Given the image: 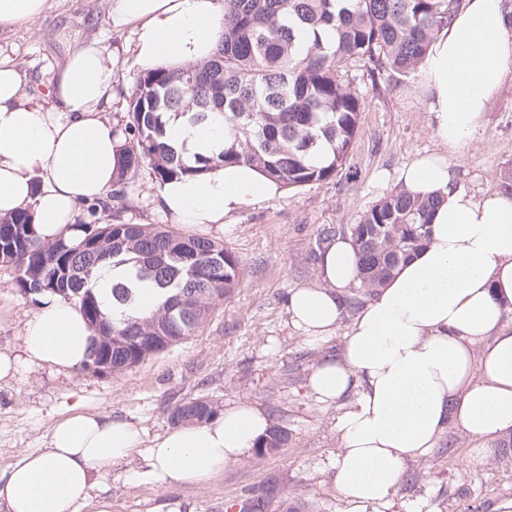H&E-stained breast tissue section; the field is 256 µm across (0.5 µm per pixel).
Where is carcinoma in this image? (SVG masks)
Returning a JSON list of instances; mask_svg holds the SVG:
<instances>
[{"label": "carcinoma", "instance_id": "obj_1", "mask_svg": "<svg viewBox=\"0 0 512 512\" xmlns=\"http://www.w3.org/2000/svg\"><path fill=\"white\" fill-rule=\"evenodd\" d=\"M461 7L462 0H224V25L209 59L143 70L129 87L128 120L112 126L124 141L125 173L145 164L162 183L249 164L287 188L326 181L346 164L365 110L352 68L410 72ZM173 116L224 123V148L185 156L167 137ZM432 206L393 190L357 223L324 226L318 249L350 238L359 288H375L424 245ZM96 211L90 208L94 220L79 225L77 237L54 242L37 235L27 211L0 218V263L14 268L26 294L76 301L94 335L81 369L116 373L193 335L238 285L242 260L214 239L166 225L105 223ZM107 260L130 263L136 279L154 283L163 295L154 313L134 315V291L123 283L112 286L113 314L104 311L95 281ZM215 415L210 402L194 399L176 407L171 420L203 423ZM287 441L274 427L258 450Z\"/></svg>", "mask_w": 512, "mask_h": 512}]
</instances>
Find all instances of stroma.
<instances>
[{
  "instance_id": "stroma-1",
  "label": "stroma",
  "mask_w": 512,
  "mask_h": 512,
  "mask_svg": "<svg viewBox=\"0 0 512 512\" xmlns=\"http://www.w3.org/2000/svg\"><path fill=\"white\" fill-rule=\"evenodd\" d=\"M108 10L109 0H49L38 19L0 26V55L24 74L27 93L43 96L71 48L101 39L116 80L109 116L125 120L124 95L140 68L124 50L127 33L111 31ZM354 74L366 109L336 176L284 190L243 212L221 235L205 225H178L186 235L220 237L243 261L237 287L194 335L117 374L44 365L24 366L17 376L0 379V472L19 452L46 448L52 421L77 401L89 411L137 424L148 442L171 428L172 411L185 402L206 399L220 411L248 402L287 431L283 448L243 456L201 484L168 488L131 483L128 472L143 465L141 456H134L113 467L107 480L111 512H169L176 503L183 512H228L230 505L262 490L290 496L305 512H341L333 467L340 448L339 409L320 403L305 387L311 366L335 352L340 340L308 346L288 321V292L316 283L318 270L307 256L323 225L357 223L397 188L406 163L439 148L428 97L415 74L375 73L362 66ZM454 171L478 197L502 190L512 177V75L492 99L482 130ZM128 186V197L109 210L112 221L167 223L148 167L131 175ZM36 311L33 296L18 288L13 267L0 265V352H19L20 335ZM473 446L469 436L452 428L432 453L407 461L390 512H464L473 502L483 504L484 512H512V460L498 461L493 448L472 462Z\"/></svg>"
}]
</instances>
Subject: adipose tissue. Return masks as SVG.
I'll list each match as a JSON object with an SVG mask.
<instances>
[{
  "label": "adipose tissue",
  "instance_id": "1",
  "mask_svg": "<svg viewBox=\"0 0 512 512\" xmlns=\"http://www.w3.org/2000/svg\"><path fill=\"white\" fill-rule=\"evenodd\" d=\"M221 0H112V29L131 30L141 68L203 61L214 53ZM512 74V0H465L439 31L418 73L430 99L441 152L413 159L399 179L437 197L427 244L343 324L347 288L359 282L348 240L330 241L317 262L319 282L291 289V325L311 345L342 333L336 353L310 369L318 401L342 406L336 488L342 512H387L408 460L430 454L453 427L484 444L512 435V194L475 196L456 183L451 161L480 131L492 98ZM110 54L91 39L69 52L49 80L51 104L24 92V76L0 57V217L27 209L43 240L73 235L82 207L108 202L120 172L121 143L104 107L114 96ZM169 137L189 153L224 145V132L176 118ZM282 188L254 167L221 166L158 189L177 224L224 232L244 211ZM93 332L75 302L44 294L24 326L21 355L0 352V379L20 362L74 368L91 353ZM269 428L252 404L209 424L167 431L143 445L133 423L80 405L55 420L41 452H23L0 473V512H81L109 469L142 455L133 483L191 485L249 454Z\"/></svg>",
  "mask_w": 512,
  "mask_h": 512
}]
</instances>
